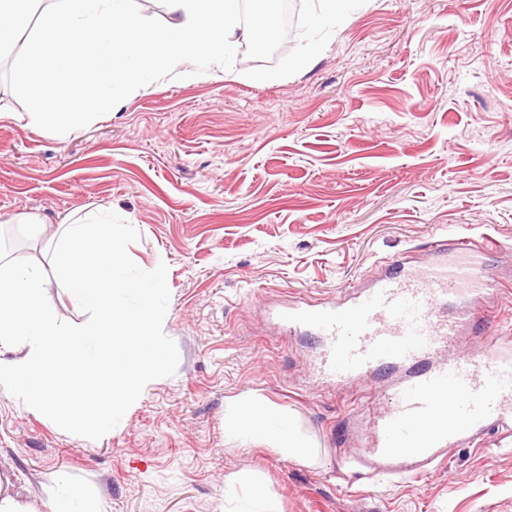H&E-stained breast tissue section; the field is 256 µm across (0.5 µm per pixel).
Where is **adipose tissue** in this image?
I'll list each match as a JSON object with an SVG mask.
<instances>
[{"label":"adipose tissue","instance_id":"adipose-tissue-1","mask_svg":"<svg viewBox=\"0 0 512 512\" xmlns=\"http://www.w3.org/2000/svg\"><path fill=\"white\" fill-rule=\"evenodd\" d=\"M257 441L286 460L314 465L322 450L301 423L266 399L242 394L224 402V443L239 449ZM224 512H282L279 500L266 493L257 480H239L224 497Z\"/></svg>","mask_w":512,"mask_h":512}]
</instances>
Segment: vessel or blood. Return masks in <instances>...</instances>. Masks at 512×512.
I'll list each match as a JSON object with an SVG mask.
<instances>
[{
	"label": "vessel or blood",
	"instance_id": "vessel-or-blood-1",
	"mask_svg": "<svg viewBox=\"0 0 512 512\" xmlns=\"http://www.w3.org/2000/svg\"><path fill=\"white\" fill-rule=\"evenodd\" d=\"M456 233L431 242L424 266L401 259L333 303L292 297L276 313L291 332L315 337L312 366L338 388L386 378L370 433L382 459L372 478L414 474L454 442L489 430L512 432V336L487 338L488 251ZM482 348L448 352L459 331Z\"/></svg>",
	"mask_w": 512,
	"mask_h": 512
}]
</instances>
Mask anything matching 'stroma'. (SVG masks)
Returning a JSON list of instances; mask_svg holds the SVG:
<instances>
[{
  "mask_svg": "<svg viewBox=\"0 0 512 512\" xmlns=\"http://www.w3.org/2000/svg\"><path fill=\"white\" fill-rule=\"evenodd\" d=\"M212 66L165 79L68 140L0 122V222L38 214L13 241L48 262L67 215L134 224L128 254L167 264L174 376L149 382L121 425L68 433L0 395V474L22 498L103 499L106 512H224L236 477L283 512H512V435L489 432L419 475L349 483L337 454L383 387L320 385L313 337L281 332L289 297L333 302L455 230L489 235L492 320L512 323V0H366L300 72L276 80ZM252 392L314 435L322 461L224 444V401Z\"/></svg>",
  "mask_w": 512,
  "mask_h": 512,
  "instance_id": "1",
  "label": "stroma"
}]
</instances>
